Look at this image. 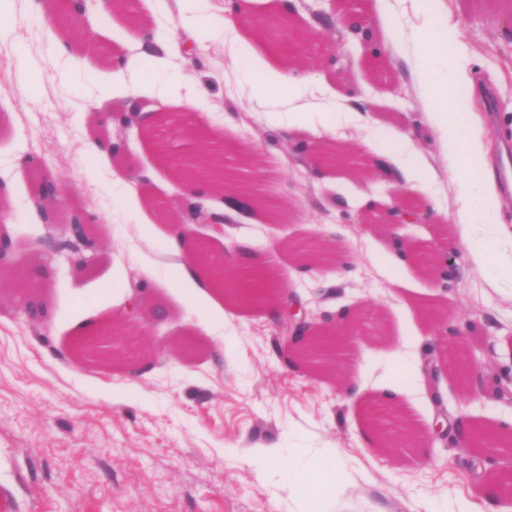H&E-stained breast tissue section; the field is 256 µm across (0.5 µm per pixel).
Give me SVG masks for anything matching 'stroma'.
Here are the masks:
<instances>
[{
    "mask_svg": "<svg viewBox=\"0 0 512 512\" xmlns=\"http://www.w3.org/2000/svg\"><path fill=\"white\" fill-rule=\"evenodd\" d=\"M54 0H13L0 38V232L23 262L0 272V488L15 512H512V497L486 503L482 483L512 471V448L495 457L458 455L441 441L408 447L400 421L428 429L439 414L466 412L488 428L512 419V280L491 260H473L445 213L459 204L454 157L430 124L419 91L409 38L447 17L456 43L455 66L488 85L497 108L487 115L495 163L512 153V0H438L434 14L416 0H391L401 40H389L376 0H335L339 16L356 15L373 33V47L344 27L316 18L320 0H293L303 52L288 60L300 77L304 102L319 104L305 125L275 132L264 120L278 100L252 96L250 72L271 61L273 48L252 23L274 12L276 0H248L236 22L241 44L213 22L208 32L186 26L181 0H129L102 15L84 0L69 23L56 20ZM151 30L162 52L146 56L141 75L157 85L178 80L203 89L181 112L182 134L198 125L218 131L225 158L248 159L242 189L272 199L274 213L236 215L212 237L190 225L188 243L208 241L225 262L255 257L271 266L313 320L327 311L357 316L353 338L338 360V376L291 367L277 348L280 328L270 310L243 308L200 281L178 278L164 254V236L188 196L174 166L161 156L163 132L130 133L120 156H86V140L111 142L112 110L124 98L100 92L110 72ZM341 47L328 63L324 54ZM409 132L433 179L416 201L427 224L388 222L395 182L369 162L392 133ZM347 148L340 166L312 172L322 144ZM34 165H27V158ZM63 187L66 215L86 206L102 246L93 263L74 265L37 238H60V227L39 220L38 173ZM470 236L491 252L512 251V202L497 223H484L490 200L471 196ZM426 251L458 254L451 276L430 273L421 259L401 257L394 238ZM329 241L334 262L304 266L295 241ZM49 263L53 280L41 294L51 310L42 324L28 320L21 299L29 269ZM150 289L147 308L164 317L136 322L152 350L142 368L80 364L70 344L83 325L126 320L134 281ZM469 323L472 337L448 335ZM476 356L480 395L460 406L458 361ZM438 365V379L424 372ZM375 414L393 450L377 449L367 422ZM268 448L287 450L302 466L329 449L346 464L335 496L308 502L287 476L257 465Z\"/></svg>",
    "mask_w": 512,
    "mask_h": 512,
    "instance_id": "stroma-1",
    "label": "stroma"
}]
</instances>
